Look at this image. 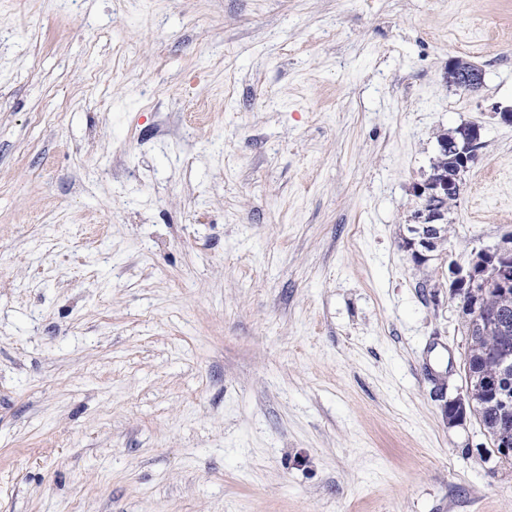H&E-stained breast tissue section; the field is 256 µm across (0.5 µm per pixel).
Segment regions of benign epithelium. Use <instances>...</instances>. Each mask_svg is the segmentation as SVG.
<instances>
[{
    "instance_id": "benign-epithelium-1",
    "label": "benign epithelium",
    "mask_w": 512,
    "mask_h": 512,
    "mask_svg": "<svg viewBox=\"0 0 512 512\" xmlns=\"http://www.w3.org/2000/svg\"><path fill=\"white\" fill-rule=\"evenodd\" d=\"M448 85L476 91L483 84L482 70L470 63L459 59L454 60L448 68ZM459 132L461 137L455 142L458 154V171L465 173L477 161L478 153L474 149L476 139L480 138V129L474 125H463ZM462 183L448 180V177L429 178L424 183L415 186V192L422 198L443 193L448 196V206L457 203ZM439 217L429 209L417 213V224L413 225L414 237L406 242V248L412 250L411 259L425 263L431 259L434 238L440 234L442 225L438 224ZM501 260V266L493 273L488 274L480 257H473L465 267L454 263L449 265V273L456 285H463L468 292V298L462 303L465 312L464 322L472 325L479 315H484V323L494 326L497 323L498 312L487 309L486 299L490 291H496L503 304L512 301V234L503 238L502 244L495 248ZM485 357L488 358L489 371L476 374L471 373L464 378L462 393L443 403V411L448 425L455 426L463 418L454 413L455 409L465 406L472 398L484 393L499 377L512 370V354L500 346L489 343L482 346ZM491 447L498 448L504 454L512 452V423L505 420L496 429L490 439Z\"/></svg>"
}]
</instances>
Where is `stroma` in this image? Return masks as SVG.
Listing matches in <instances>:
<instances>
[{
  "label": "stroma",
  "mask_w": 512,
  "mask_h": 512,
  "mask_svg": "<svg viewBox=\"0 0 512 512\" xmlns=\"http://www.w3.org/2000/svg\"><path fill=\"white\" fill-rule=\"evenodd\" d=\"M497 106L512 0H0V512H512L442 410L448 266L512 233ZM448 85L464 89L465 91H476L483 84L482 70L470 63L455 59L448 68ZM459 132L461 137L459 141H454L456 152L458 154V166L455 153L448 150L444 153H438L433 165L429 179L422 184H416L415 192L426 200L436 193H443L448 196V203L442 196L433 197L429 201V208L440 216L441 223L438 224L439 217L431 212L427 206L425 209L417 213V221L419 224L413 225L414 237L408 239L406 248L412 250L411 259L415 262L418 260L421 264L426 263L432 257L428 253L433 252L434 238L440 234L441 224H448V207H452L457 203L462 187L461 182L448 181V178L456 175L457 169L461 176L470 170L471 166L477 161L478 153L474 149L476 139H479L480 129L474 125H463ZM447 175L439 178L432 176Z\"/></svg>",
  "instance_id": "stroma-1"
}]
</instances>
